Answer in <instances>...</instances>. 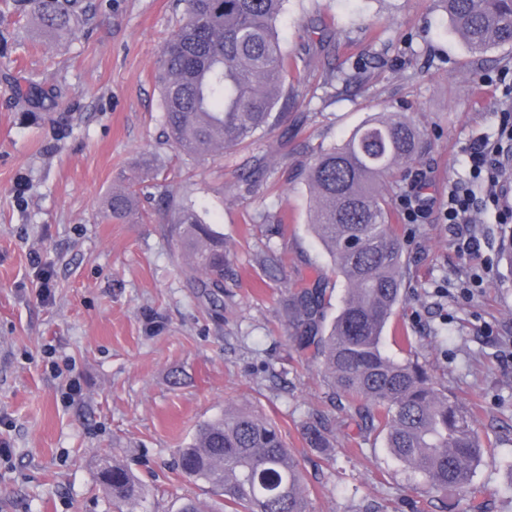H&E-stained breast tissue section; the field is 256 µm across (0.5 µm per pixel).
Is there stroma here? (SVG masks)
Returning a JSON list of instances; mask_svg holds the SVG:
<instances>
[{
  "label": "stroma",
  "instance_id": "1",
  "mask_svg": "<svg viewBox=\"0 0 512 512\" xmlns=\"http://www.w3.org/2000/svg\"><path fill=\"white\" fill-rule=\"evenodd\" d=\"M79 7L67 44L18 0L0 20V512H113L98 480L112 453L141 480L144 512L214 504L207 484L180 472L177 451L201 422L239 409L278 426L315 512H412L419 476L356 405L330 400L287 310L290 289L317 282L332 322L344 289L308 227L300 170L368 116L405 110L426 148L392 194L431 207L413 223L393 215L415 296L387 325L384 350L418 360L470 411L492 447L474 483L488 512H512V278L497 265L500 226L481 212L471 227L480 249L464 256L442 215L449 181L468 176V145L497 125L501 91L481 77L512 75V49L471 56L440 0H285L288 73L274 120L186 162L164 133L155 80L180 0ZM29 76L42 92L19 96L15 82ZM146 160L163 175L183 168L170 192L223 234L222 306L189 276L172 225L103 219L105 198ZM270 249L282 259L273 275L260 263ZM322 418L331 445L308 447L304 428Z\"/></svg>",
  "mask_w": 512,
  "mask_h": 512
}]
</instances>
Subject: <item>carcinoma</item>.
Masks as SVG:
<instances>
[{"instance_id":"obj_1","label":"carcinoma","mask_w":512,"mask_h":512,"mask_svg":"<svg viewBox=\"0 0 512 512\" xmlns=\"http://www.w3.org/2000/svg\"><path fill=\"white\" fill-rule=\"evenodd\" d=\"M32 18L57 42L74 37L77 0H25ZM285 0H182L184 20L157 61L163 122L178 155L197 160L237 146L271 124L288 68L279 35ZM448 21L476 56L512 46V0H442ZM424 146L422 131L403 112H378L342 143L318 153L303 169L314 210L310 224L347 288L329 330L321 325L323 289L289 291L294 340L328 381L332 394L351 399L370 427L386 435L390 454L422 474L421 493L448 499L466 491L474 512H487L473 485L488 448L470 412L437 388L425 368L397 361L383 333L404 302L402 247L392 229L394 199L381 186L398 183ZM149 165L129 185L112 190L108 220L139 215L137 188L153 187L165 203L193 273L215 276L203 288L224 287V236L188 197L174 199ZM500 261L512 275V226L503 228ZM311 448L329 447L326 428L306 429ZM180 470L203 480L230 512H313L301 459L286 448L277 426L252 412H226L197 427L179 449ZM101 484L115 512L143 502V485L117 456L101 460Z\"/></svg>"}]
</instances>
